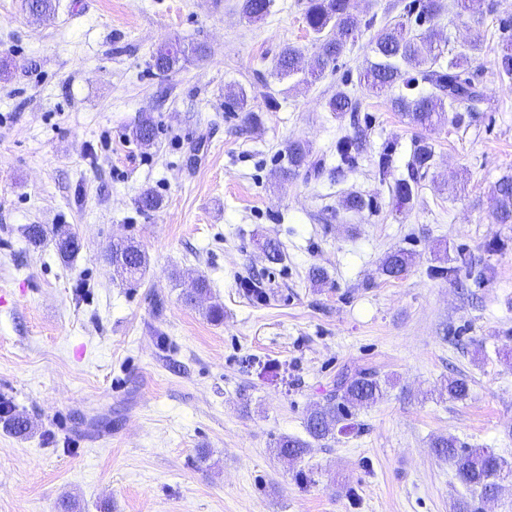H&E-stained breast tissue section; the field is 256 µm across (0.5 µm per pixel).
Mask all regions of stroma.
<instances>
[{
    "label": "stroma",
    "mask_w": 512,
    "mask_h": 512,
    "mask_svg": "<svg viewBox=\"0 0 512 512\" xmlns=\"http://www.w3.org/2000/svg\"><path fill=\"white\" fill-rule=\"evenodd\" d=\"M408 2L355 0L357 38L301 84L274 66L284 45L315 50L306 0H272L256 21L242 0H55L38 20L26 0H0V407L31 425L0 426V512H60L68 496L81 512H512V482L479 500L431 446L452 436L512 463V224L497 222L492 196L512 175V78L498 68L512 0L432 20L443 59L468 57L483 96L458 105L463 122L426 130L358 81L374 28L414 25ZM170 38L205 44L207 58L155 75L152 54ZM341 86L355 116L327 109ZM239 88L255 124L224 106ZM144 113L157 125L148 148L130 136ZM347 134L365 149L340 174ZM294 140L321 167L286 181ZM422 141L432 164L399 203ZM146 188L160 209L136 208ZM352 192L362 212L343 208ZM30 224L69 227L78 256L62 261L50 237L32 248ZM120 239L147 256L139 282L105 258ZM267 240L281 263L266 260ZM398 248L412 263L392 279L379 264ZM462 251L474 269L442 277ZM314 267L324 283H311ZM199 273L211 292L185 305ZM251 275L258 302L239 286ZM215 303L223 322L206 315ZM361 369L385 392L354 429L297 460L273 454ZM459 377L462 401L447 390ZM300 470L311 483L296 482Z\"/></svg>",
    "instance_id": "obj_1"
}]
</instances>
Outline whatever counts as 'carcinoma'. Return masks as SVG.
<instances>
[{"instance_id":"1","label":"carcinoma","mask_w":512,"mask_h":512,"mask_svg":"<svg viewBox=\"0 0 512 512\" xmlns=\"http://www.w3.org/2000/svg\"><path fill=\"white\" fill-rule=\"evenodd\" d=\"M271 0H243L242 13L258 20L268 14ZM420 8L419 14L434 19L444 5L442 0H416L408 6V12ZM305 22L314 34L319 50L313 55L308 67H302V52L294 46L283 48L276 61L277 74L293 77L303 74L302 81L308 83L319 79L326 69L336 62L354 41L359 31V21L351 11V0H308ZM435 33L429 29L415 32L403 23L387 25L377 31L371 42L372 58L366 61L360 73L364 86L375 93L391 89L400 92L389 98L391 109L409 118L416 126L427 128L447 120L448 109L463 102L479 99L482 91L475 85L468 72L465 57L448 60L447 65L439 63L441 51L434 42ZM152 67L160 75H166L188 60V55L173 43L159 45L152 55ZM227 104L233 112L247 113L246 120L254 121L255 115L248 96L242 89L227 96ZM328 111L341 118L358 108V100L344 89L336 90L327 103ZM132 138L144 147L154 144L156 125L149 114L142 115L131 129ZM361 146L355 136H343L336 141V157L339 167L351 168L357 163ZM433 158L432 147L420 144L411 158V166L417 171L427 170ZM316 168L311 160L310 145L294 141L288 146V167L283 170L286 177L309 174ZM495 209L499 223L512 224V175L501 178L493 190ZM138 208L152 211L160 208L162 201L151 190L143 191L136 199ZM58 254L64 259L74 257L80 251L77 236L64 226L53 231ZM107 260L126 278L137 281L146 271L147 257L132 242L112 244ZM412 261L411 255L394 250L382 260L381 271L390 278L399 277ZM210 292L208 280L198 275L191 281V287L183 291V301L193 305L199 297ZM469 394L468 380L460 377L448 383V396L462 400ZM383 397L381 381L368 371H356L343 377L337 383L336 395L323 403L316 404L306 420L308 435L317 441L335 435L336 426L353 416V409L368 407ZM433 447L439 456L448 459L455 468L459 481L488 497V492L497 485L501 475L512 477V466L485 448H460L451 436L438 437ZM309 448L307 441L293 436H281L274 442V452L280 457L300 458Z\"/></svg>"}]
</instances>
